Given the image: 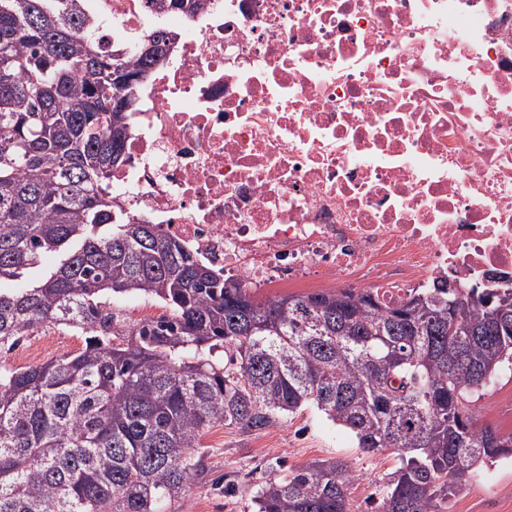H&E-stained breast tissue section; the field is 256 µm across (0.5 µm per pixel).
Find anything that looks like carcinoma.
<instances>
[{"instance_id": "1", "label": "carcinoma", "mask_w": 512, "mask_h": 512, "mask_svg": "<svg viewBox=\"0 0 512 512\" xmlns=\"http://www.w3.org/2000/svg\"><path fill=\"white\" fill-rule=\"evenodd\" d=\"M151 6L193 15L200 0ZM172 39L156 30L122 57L87 0H0V353L47 324L85 336L76 354L0 362V512H157L198 476L206 430L260 431L307 405L363 451L400 453L378 512H448L466 475L512 458V433L477 417L512 375V314L489 303L512 289L425 288L392 307L349 288L262 301L136 223L112 200V169L127 160L136 78ZM115 294L168 314L130 325ZM355 479L319 460L254 502L350 512Z\"/></svg>"}]
</instances>
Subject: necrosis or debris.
Returning <instances> with one entry per match:
<instances>
[{"label":"necrosis or debris","instance_id":"necrosis-or-debris-1","mask_svg":"<svg viewBox=\"0 0 512 512\" xmlns=\"http://www.w3.org/2000/svg\"><path fill=\"white\" fill-rule=\"evenodd\" d=\"M143 39L148 0H97ZM112 193L270 293L512 289V0H205Z\"/></svg>","mask_w":512,"mask_h":512}]
</instances>
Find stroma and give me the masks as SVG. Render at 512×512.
<instances>
[{
  "label": "stroma",
  "mask_w": 512,
  "mask_h": 512,
  "mask_svg": "<svg viewBox=\"0 0 512 512\" xmlns=\"http://www.w3.org/2000/svg\"><path fill=\"white\" fill-rule=\"evenodd\" d=\"M480 407L481 423L512 432V378H500ZM201 444L199 476L182 499L163 503L160 512H256L254 496L266 480L328 458L350 465L359 476L350 490L351 512H375L384 483L400 465L396 452L358 448L347 430L312 405L261 431L209 428ZM467 485L449 512H512L511 460L475 470Z\"/></svg>",
  "instance_id": "stroma-1"
}]
</instances>
